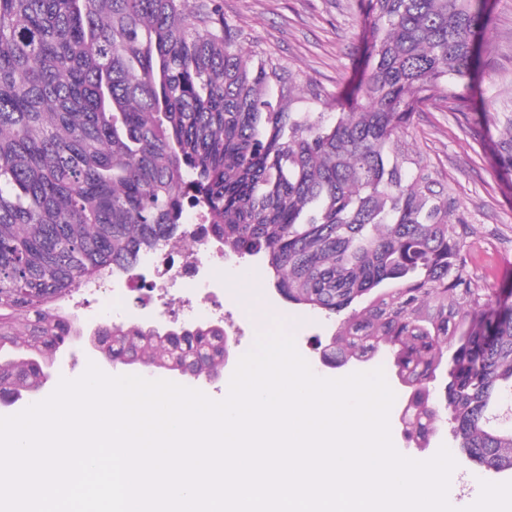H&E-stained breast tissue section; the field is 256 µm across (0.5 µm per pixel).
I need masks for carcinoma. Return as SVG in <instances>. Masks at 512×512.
I'll return each mask as SVG.
<instances>
[{"mask_svg": "<svg viewBox=\"0 0 512 512\" xmlns=\"http://www.w3.org/2000/svg\"><path fill=\"white\" fill-rule=\"evenodd\" d=\"M359 6L364 71L331 97L245 55L219 0H0V388L43 386L70 343L49 303L134 271L190 201L287 302L340 318L325 365L393 350L416 447L446 423L469 462L512 474V428L492 418L512 395V290L480 283L474 229L404 136L428 101L468 107L486 0ZM108 335L103 358L174 376L230 354L214 324Z\"/></svg>", "mask_w": 512, "mask_h": 512, "instance_id": "cac0c4a2", "label": "carcinoma"}]
</instances>
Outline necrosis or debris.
Wrapping results in <instances>:
<instances>
[{"label":"necrosis or debris","mask_w":512,"mask_h":512,"mask_svg":"<svg viewBox=\"0 0 512 512\" xmlns=\"http://www.w3.org/2000/svg\"><path fill=\"white\" fill-rule=\"evenodd\" d=\"M231 262L223 241L212 233L200 212L187 210L180 234L141 260L140 300L144 306L161 307L153 326L166 330L222 322L224 283L210 271ZM130 280L125 273L88 277L58 299L55 308L81 336L93 332L106 313L104 301L119 296V283Z\"/></svg>","instance_id":"necrosis-or-debris-1"}]
</instances>
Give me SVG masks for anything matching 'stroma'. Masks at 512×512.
Wrapping results in <instances>:
<instances>
[{
  "label": "stroma",
  "mask_w": 512,
  "mask_h": 512,
  "mask_svg": "<svg viewBox=\"0 0 512 512\" xmlns=\"http://www.w3.org/2000/svg\"><path fill=\"white\" fill-rule=\"evenodd\" d=\"M224 19L242 33L243 46L274 56L312 78L325 92H345L362 67L366 46L359 38L357 0H222ZM491 21L477 70L478 89L470 110L445 103L421 106L407 139L442 174L458 205L457 217L474 228L481 255L478 275L495 288L512 286V172L498 164L495 149L512 127V0H489ZM226 289L240 291L241 278L254 281L250 296L261 308L255 316L235 308L224 329L236 355L255 341L261 317L283 321L312 372L335 379L386 368L383 355L339 369L324 367L317 342L328 341L333 326L323 315L286 302L271 284L264 264L237 260L224 272Z\"/></svg>",
  "instance_id": "stroma-1"
}]
</instances>
